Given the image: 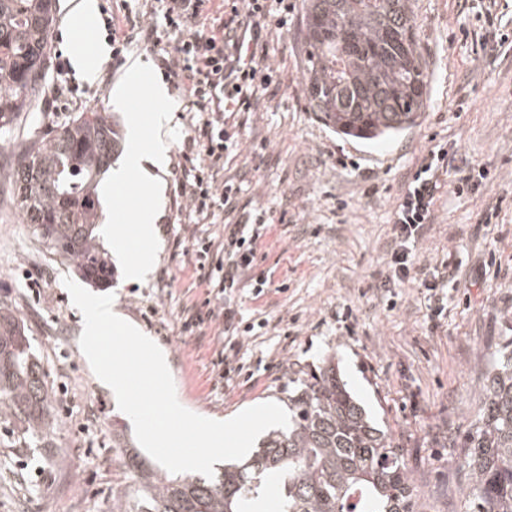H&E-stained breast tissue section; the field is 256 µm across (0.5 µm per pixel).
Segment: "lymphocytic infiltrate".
Returning <instances> with one entry per match:
<instances>
[{"mask_svg": "<svg viewBox=\"0 0 512 512\" xmlns=\"http://www.w3.org/2000/svg\"><path fill=\"white\" fill-rule=\"evenodd\" d=\"M158 18L138 24L127 13L107 16L112 56L122 59L135 43L159 45L175 36L173 51L161 60L166 79L180 90L200 121L182 142L180 192L195 218L207 221L235 211L241 184L221 179L224 154L236 140L224 128L228 112H250L278 84L264 35L270 27H284L292 9L288 0H160ZM453 158L447 147L431 149L407 181L393 213L388 273L379 286L391 295L406 281H416L429 295L440 284L456 281L458 268L444 261L430 269H415V251L433 219L439 176L449 172ZM269 229L261 214H246L225 224L221 241L197 237L191 243L194 269L208 297L202 306L183 312L180 333L193 336L216 323L224 330V347L216 361V381L230 384L241 375L240 339L255 329L245 320L235 293L247 285L264 288L267 280L248 274L257 265V251Z\"/></svg>", "mask_w": 512, "mask_h": 512, "instance_id": "1", "label": "lymphocytic infiltrate"}]
</instances>
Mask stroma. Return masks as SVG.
Masks as SVG:
<instances>
[{"label":"stroma","instance_id":"obj_1","mask_svg":"<svg viewBox=\"0 0 512 512\" xmlns=\"http://www.w3.org/2000/svg\"><path fill=\"white\" fill-rule=\"evenodd\" d=\"M288 26L273 32L270 55L279 85L255 111L225 118L240 145L224 158V175L242 183L239 212L265 213L273 224L256 273L267 276L261 296L244 289L245 317L268 319L247 338V367L233 384H217L213 364L224 338L218 325L197 336L179 333L186 308L206 290L194 258L177 248L190 235H218L226 222L192 224L178 193L179 150L197 121L185 98L169 88L168 123L161 132L169 164L163 200L138 181L111 199L109 224L130 209L160 206L152 246L153 272L126 281L112 240L99 236L113 275L107 287L124 314L165 350L176 395L190 411L227 420L265 402L287 406L299 370L332 359L341 379L374 425L404 452L416 512H468L470 471L459 452L481 417L493 354L512 334V49L485 56L474 0H410L426 62L428 108L395 139L365 144L337 135L304 100L300 44L302 0H293ZM126 67L97 62L85 80L73 67L50 69L47 94L35 119L52 129L80 112L115 115L120 126L139 116L152 131L156 104L144 87L125 107L111 104ZM0 152V303L10 305L44 366L56 428L41 447H27L23 429L0 423V512H112V490L129 484L125 448L113 431L135 442L132 423L114 408L80 352L81 316L63 284L76 277L72 261L49 254L11 202L13 150ZM265 144L261 156L253 147ZM438 144L455 150L456 170L441 175L434 219L415 253L416 267L449 258L459 265L438 327L430 302L410 280L387 309L377 287L387 270L392 212L410 174ZM487 170L478 192L457 193L461 179ZM496 260L498 274L485 270ZM94 418L89 446L77 440L82 419Z\"/></svg>","mask_w":512,"mask_h":512}]
</instances>
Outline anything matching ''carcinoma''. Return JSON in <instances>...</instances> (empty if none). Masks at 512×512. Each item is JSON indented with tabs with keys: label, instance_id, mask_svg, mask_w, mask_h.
Listing matches in <instances>:
<instances>
[{
	"label": "carcinoma",
	"instance_id": "carcinoma-1",
	"mask_svg": "<svg viewBox=\"0 0 512 512\" xmlns=\"http://www.w3.org/2000/svg\"><path fill=\"white\" fill-rule=\"evenodd\" d=\"M55 0H0V138L48 87V44ZM409 0H304L303 96L309 111L339 135L389 138L427 107V74ZM12 169L16 205L32 234L95 283L110 272L94 230L100 176L119 153L116 121L82 112L50 134L35 122ZM493 360L477 429L463 442L472 512H512V336ZM289 426L268 433L243 464L213 478L169 475L126 456L134 488H118V512H414L402 449L367 418L328 360L296 380ZM45 370L30 336L0 305V419L40 443L53 434Z\"/></svg>",
	"mask_w": 512,
	"mask_h": 512
}]
</instances>
